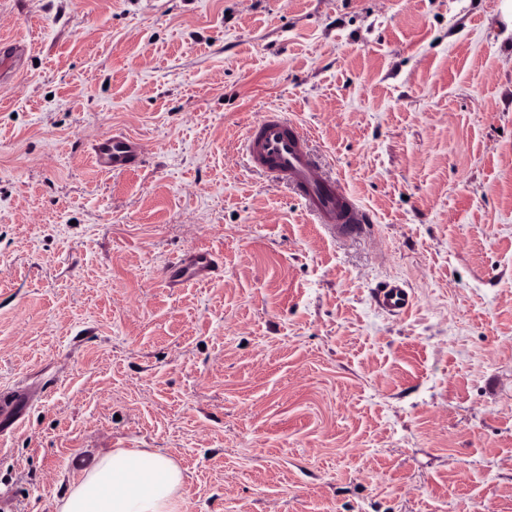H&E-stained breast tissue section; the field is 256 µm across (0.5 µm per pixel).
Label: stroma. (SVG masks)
<instances>
[{"label": "stroma", "mask_w": 512, "mask_h": 512, "mask_svg": "<svg viewBox=\"0 0 512 512\" xmlns=\"http://www.w3.org/2000/svg\"><path fill=\"white\" fill-rule=\"evenodd\" d=\"M273 110L362 236L250 167ZM1 391L0 512L115 448L179 463L177 512H512L503 0H0ZM92 154L102 169L118 173L138 163L141 146L125 135H105L92 146ZM172 266L185 267L187 271L201 276L213 275L217 268L211 259L209 253L191 252L184 259V262L180 260L174 263ZM378 302L383 309L389 312H405L409 309L410 294L403 284L389 282L380 290Z\"/></svg>", "instance_id": "1"}]
</instances>
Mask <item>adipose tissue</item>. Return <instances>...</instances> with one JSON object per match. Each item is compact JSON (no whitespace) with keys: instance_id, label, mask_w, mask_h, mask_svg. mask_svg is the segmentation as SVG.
Wrapping results in <instances>:
<instances>
[{"instance_id":"adipose-tissue-1","label":"adipose tissue","mask_w":512,"mask_h":512,"mask_svg":"<svg viewBox=\"0 0 512 512\" xmlns=\"http://www.w3.org/2000/svg\"><path fill=\"white\" fill-rule=\"evenodd\" d=\"M180 465L142 449L99 455L56 503V512H176L183 489Z\"/></svg>"}]
</instances>
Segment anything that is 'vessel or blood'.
Listing matches in <instances>:
<instances>
[{"instance_id": "b4317fda", "label": "vessel or blood", "mask_w": 512, "mask_h": 512, "mask_svg": "<svg viewBox=\"0 0 512 512\" xmlns=\"http://www.w3.org/2000/svg\"><path fill=\"white\" fill-rule=\"evenodd\" d=\"M307 135L280 113L270 112L254 123L244 138L251 162L275 178L294 186L320 223L332 225L339 234L352 236L363 231L370 217L340 182H331L317 173L306 149ZM100 168L118 173L142 158L140 145L124 135H106L92 146ZM380 306L390 312L407 311L410 294L403 284L387 283L378 295Z\"/></svg>"}]
</instances>
